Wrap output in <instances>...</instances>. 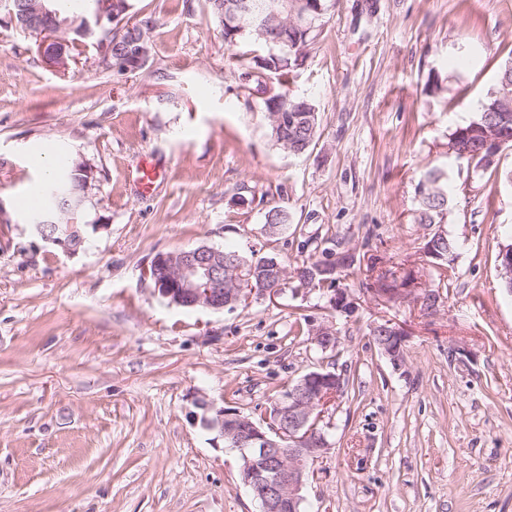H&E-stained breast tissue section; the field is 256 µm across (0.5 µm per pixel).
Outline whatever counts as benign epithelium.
I'll return each mask as SVG.
<instances>
[{
    "mask_svg": "<svg viewBox=\"0 0 512 512\" xmlns=\"http://www.w3.org/2000/svg\"><path fill=\"white\" fill-rule=\"evenodd\" d=\"M48 0H15L7 7L10 21L28 29L47 34L42 41L40 56L52 70L62 73L69 69L71 56L63 32H73L85 38H98V47L107 63L123 72L140 69L146 54L147 32L126 27L129 35L124 50L112 59V38L106 31L123 22L128 12L127 0H94V7L81 26L49 8ZM232 13L263 21L272 11L263 0H232ZM80 178L74 195L64 208L71 219L66 224L46 226V220H34V227L42 240L62 247L69 253L77 252L84 244L78 214L83 208L85 194L90 186L92 170L83 162L75 163ZM245 266H236L233 259H224V252L206 244L174 253H158L143 271L158 293L170 303L182 307H202L213 311L250 302L257 289L250 277L243 275ZM375 342L395 367L404 362V330L390 319H382L371 329ZM337 332L332 324L312 328L311 342L327 351L337 343ZM343 380L336 372L321 368L303 375L287 387L275 406L273 415H264L256 421L229 407H217L204 400L197 405L209 416L205 425L216 429L229 448L236 451L241 463L239 479L257 505L256 512H299L308 480L305 460L316 459L329 452V423L325 413L341 395Z\"/></svg>",
    "mask_w": 512,
    "mask_h": 512,
    "instance_id": "1",
    "label": "benign epithelium"
}]
</instances>
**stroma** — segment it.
Masks as SVG:
<instances>
[{"label":"stroma","instance_id":"stroma-1","mask_svg":"<svg viewBox=\"0 0 512 512\" xmlns=\"http://www.w3.org/2000/svg\"><path fill=\"white\" fill-rule=\"evenodd\" d=\"M133 4L155 21L134 73L88 43L51 71L0 11V512H256L198 402L261 417L320 365L307 321L338 329L345 392L303 512H512V293L496 263L512 241V149L490 180L448 156L512 50V0H335L289 85L319 111L301 156L271 140L208 0ZM467 46L477 62L449 67ZM43 144L93 170L74 254L15 205ZM148 153L166 173L145 195ZM442 164L447 279L421 251L433 227L415 221L417 184ZM275 206L291 222L271 238ZM337 242L355 257L344 312L292 282L232 311L184 308L142 276L201 244L292 265ZM389 266L435 290L434 310L374 295ZM383 319L406 333L401 367L371 335Z\"/></svg>","mask_w":512,"mask_h":512}]
</instances>
